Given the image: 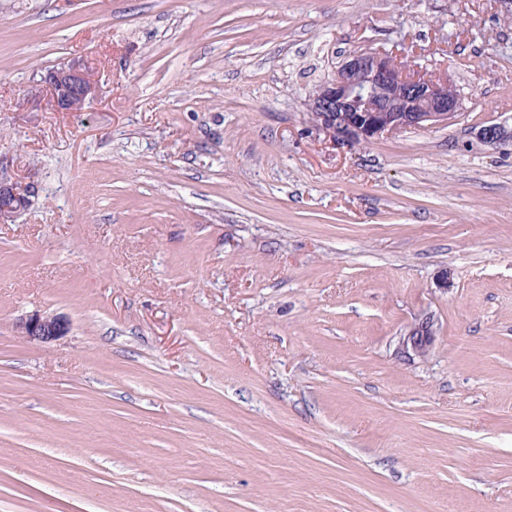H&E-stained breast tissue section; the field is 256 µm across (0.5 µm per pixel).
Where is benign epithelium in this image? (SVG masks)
Returning a JSON list of instances; mask_svg holds the SVG:
<instances>
[{"label": "benign epithelium", "instance_id": "obj_1", "mask_svg": "<svg viewBox=\"0 0 512 512\" xmlns=\"http://www.w3.org/2000/svg\"><path fill=\"white\" fill-rule=\"evenodd\" d=\"M45 87L58 112H78L96 94L92 70L79 61L63 63L44 76ZM462 109L460 94L448 79L414 68L398 55L361 50L347 57L334 75L309 95L311 124L340 147L353 148L383 135L425 130L455 122ZM478 138L496 147L512 145V130L500 124L482 126ZM30 191L18 182H0V220L20 208L10 202H29ZM20 335L29 342L48 343L68 329L55 315L32 314L19 319ZM433 339V321L423 319L403 341V347L426 356Z\"/></svg>", "mask_w": 512, "mask_h": 512}]
</instances>
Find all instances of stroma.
<instances>
[{
  "instance_id": "stroma-1",
  "label": "stroma",
  "mask_w": 512,
  "mask_h": 512,
  "mask_svg": "<svg viewBox=\"0 0 512 512\" xmlns=\"http://www.w3.org/2000/svg\"><path fill=\"white\" fill-rule=\"evenodd\" d=\"M457 121L352 149L353 52ZM82 58L97 92L55 111ZM512 0H0V512H512ZM68 332L24 339L19 317ZM426 356L404 351L423 318ZM461 109L448 78L372 50L350 54L308 99L311 124L349 149L383 135L447 126ZM92 70L79 61L63 63L44 76L45 87L58 112H78L96 94ZM477 136L483 143L495 147H509L512 145V130L508 131L500 124L483 125L477 132ZM17 328L27 341L48 343L63 335L68 329V323L55 315L36 313L20 318Z\"/></svg>"
}]
</instances>
